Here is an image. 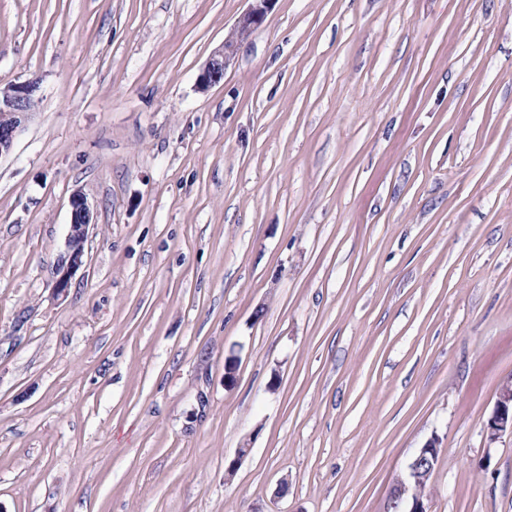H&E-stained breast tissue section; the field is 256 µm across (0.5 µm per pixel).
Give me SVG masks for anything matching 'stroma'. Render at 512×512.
<instances>
[{
	"label": "stroma",
	"mask_w": 512,
	"mask_h": 512,
	"mask_svg": "<svg viewBox=\"0 0 512 512\" xmlns=\"http://www.w3.org/2000/svg\"><path fill=\"white\" fill-rule=\"evenodd\" d=\"M248 6L0 0V512H512V0ZM248 9L238 18L231 29V36L213 52L199 76L201 87H209L224 77V71L231 65L240 46L260 28L266 15L277 0H248ZM36 92V83L30 81L0 87V158L11 152L24 121L33 112ZM69 203V231L65 241V252L57 262V279L54 284V291L58 296L67 294L72 278L84 265L85 244L89 226L92 224L91 208L84 195L74 193ZM485 429L492 440L507 432L512 435V381L505 382L500 388L494 412L487 421ZM440 451L438 437L418 449L408 465L406 478L397 479L392 484L385 512H429L425 482L428 477L429 482L438 464ZM404 504H410V509L404 510Z\"/></svg>",
	"instance_id": "35a3bbf8"
}]
</instances>
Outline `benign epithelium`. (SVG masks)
Here are the masks:
<instances>
[{
    "instance_id": "obj_1",
    "label": "benign epithelium",
    "mask_w": 512,
    "mask_h": 512,
    "mask_svg": "<svg viewBox=\"0 0 512 512\" xmlns=\"http://www.w3.org/2000/svg\"><path fill=\"white\" fill-rule=\"evenodd\" d=\"M275 3L276 0H249V7L233 25L231 36L213 52L200 74L201 86L216 84L224 77V71L233 63L240 46L262 26ZM36 92V83L30 81L0 87V157L11 152L24 121L34 110ZM70 208L65 252L57 262L54 284L58 296L67 294L72 278L84 265L85 244L92 224L91 208L84 195L74 193ZM485 429L492 440L507 432L512 434V381L505 382L500 388ZM440 451L437 437L418 449L408 465L406 478L392 484L385 512H429L425 482L438 464Z\"/></svg>"
}]
</instances>
